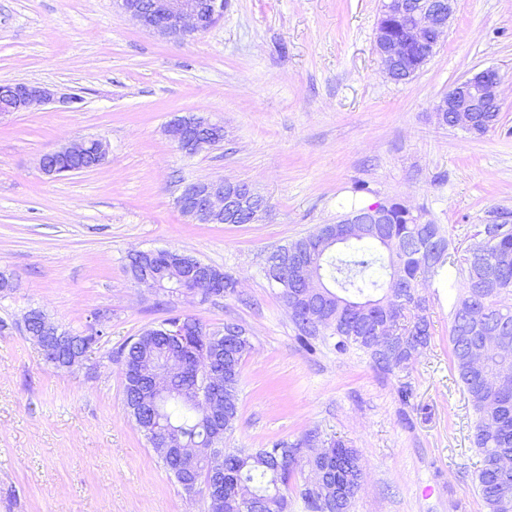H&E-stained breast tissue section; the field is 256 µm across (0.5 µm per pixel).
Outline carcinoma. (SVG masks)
<instances>
[{"label": "carcinoma", "instance_id": "1", "mask_svg": "<svg viewBox=\"0 0 512 512\" xmlns=\"http://www.w3.org/2000/svg\"><path fill=\"white\" fill-rule=\"evenodd\" d=\"M391 241L402 239L419 240L431 233L437 244L435 261H429L427 253L416 243L408 250L390 253V246L379 244L387 251V257L366 259L360 253L374 248L376 242H362L353 253V258L336 266L332 248L323 251L318 260V269L333 279L335 287L330 292L339 299L320 302L306 301L311 317L298 313L292 320L299 335L314 337L318 331L313 319L327 323V328L338 337L337 346L346 348L352 344L370 355L374 365L384 371L400 369L407 365L406 357L420 346L426 348L431 340V323L424 314L426 306L414 301L418 277L425 273L438 274L445 265L457 267L463 280V288L452 305L449 341L451 359L458 382L463 386L477 414L473 443L480 457L476 475L479 494L488 512H512V492L503 497L498 489L495 471L488 466L499 452L512 453V387H496L490 376L470 365V347L473 336L465 329L464 314L468 307L478 305L492 321L504 322L508 326L507 336L512 341V306L500 303V297L512 294V224L482 225L477 232L481 236L479 245L487 253V259L507 267V277L497 288H477L479 269L464 257L453 258L449 252L450 240L439 224L411 223L400 208H395L391 224L388 225ZM396 268L406 281L408 293L390 304L386 303L388 288L382 280L386 268ZM398 316L402 324L403 349L393 354L376 350L367 334L369 322L386 315ZM192 325L189 342L203 348L216 335L224 334L233 324L224 325L218 332L207 331L191 316H174L164 319L156 326L145 329L133 341L123 346L119 354L124 366V403L135 426L148 439L155 434L136 422L141 394L150 388V377L140 374L147 366H163L176 361L179 356L166 330L182 323ZM74 343L62 359L48 358L57 369L70 370L79 365L87 346L97 343L101 335L73 334ZM208 369L206 366H190L186 374L172 379V393L163 396L156 405L155 415L164 431L166 443L176 448H191L193 454L160 455L166 470L180 483L186 493L201 495L208 503V512H287L288 492L296 467L309 469L321 466L311 458L294 461L289 458L290 448L281 442L271 448H262L254 453L226 450L212 446L210 422L204 411L194 403L196 394L206 389ZM328 451L331 460L344 464L340 471H331L325 484L306 488L301 492L309 512H327L324 503L336 495V483L346 491L344 512H349L351 499L361 485L363 466L361 455L354 448L334 443Z\"/></svg>", "mask_w": 512, "mask_h": 512}]
</instances>
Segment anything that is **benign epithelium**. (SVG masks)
<instances>
[{"mask_svg":"<svg viewBox=\"0 0 512 512\" xmlns=\"http://www.w3.org/2000/svg\"><path fill=\"white\" fill-rule=\"evenodd\" d=\"M121 9L142 28L169 40H184L209 30L224 15L225 0H118ZM456 0H422L414 5L410 0H384L381 19L375 40V50L384 73L395 82L408 81L420 71L433 56L440 38L448 31ZM500 72L488 67L471 72L444 93L434 107L440 124L448 125L450 118L462 129L473 127L476 112L501 111ZM66 103L57 92L45 84L14 82L0 91V117L15 112H29L52 103ZM223 130V125L208 118L193 116L178 118L165 129L167 136L178 150L186 155H196L215 146L213 134ZM94 153L106 158L109 147L99 138H81L60 145L54 153L79 161ZM181 212L195 224H226L241 216L244 223L254 224L267 211L266 199L248 183L218 179L185 185L176 200ZM394 203L378 202L348 213L340 223L344 231L336 234L334 244H346L364 238H381L383 225L390 222ZM301 281L307 293L317 294L324 288L322 276L299 254L283 255L275 281L288 284V272ZM132 280L147 288L162 287L158 274L148 265L132 275ZM224 281V272L208 266L199 273L174 285L180 295L206 296L211 289ZM190 330L182 325L174 327L169 335L175 337L186 358L197 363L207 362L220 350V340H214L202 349L186 347ZM372 343L385 350L402 342L401 333L392 322H376L371 327ZM506 341L497 332L481 337L473 361L480 365L488 347L503 348ZM155 381L153 389L145 395L142 405L151 406L156 396L163 392L169 376L151 372Z\"/></svg>","mask_w":512,"mask_h":512,"instance_id":"obj_1","label":"benign epithelium"}]
</instances>
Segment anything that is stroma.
<instances>
[{
  "label": "stroma",
  "mask_w": 512,
  "mask_h": 512,
  "mask_svg": "<svg viewBox=\"0 0 512 512\" xmlns=\"http://www.w3.org/2000/svg\"><path fill=\"white\" fill-rule=\"evenodd\" d=\"M383 0H227L224 17L183 41L140 28L116 0H0V83L72 95L0 118V512H207L129 418L118 352L170 311L209 330L248 329L238 415L225 447L274 442L358 449L351 512H487L478 493L475 411L450 361L447 266L418 292L431 342L385 372L329 330L303 343L264 272L276 247L378 201L443 225L466 253L489 211L512 210V0H457L448 32L409 81L386 78L374 43ZM504 77L502 109L481 136L439 124L434 105L469 71ZM221 122L224 141L181 153L163 127ZM99 136L102 167L50 179L40 156ZM251 184L256 224H195L181 184ZM136 249H172L238 282L209 300H162L125 269ZM105 335L82 366L50 364L22 329L28 310Z\"/></svg>",
  "instance_id": "35a3bbf8"
}]
</instances>
